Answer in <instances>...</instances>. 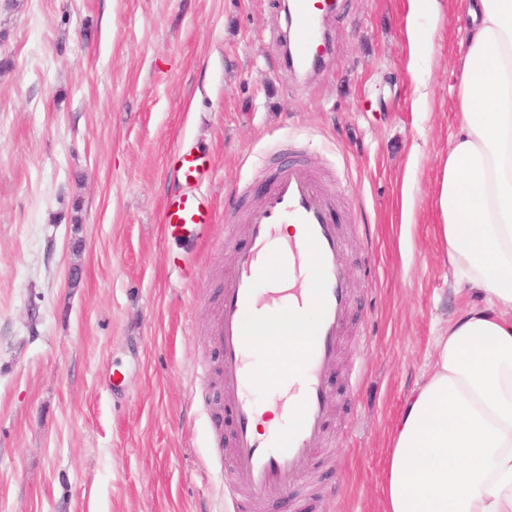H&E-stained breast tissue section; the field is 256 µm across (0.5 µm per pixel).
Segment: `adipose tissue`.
Wrapping results in <instances>:
<instances>
[{"instance_id": "1", "label": "adipose tissue", "mask_w": 512, "mask_h": 512, "mask_svg": "<svg viewBox=\"0 0 512 512\" xmlns=\"http://www.w3.org/2000/svg\"><path fill=\"white\" fill-rule=\"evenodd\" d=\"M459 134L436 190L442 254L480 291L435 339L391 431L383 512H512V0H470ZM313 305L246 316L252 350L311 342Z\"/></svg>"}]
</instances>
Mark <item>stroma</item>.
Here are the masks:
<instances>
[{
	"label": "stroma",
	"mask_w": 512,
	"mask_h": 512,
	"mask_svg": "<svg viewBox=\"0 0 512 512\" xmlns=\"http://www.w3.org/2000/svg\"><path fill=\"white\" fill-rule=\"evenodd\" d=\"M464 3L339 0L329 60L296 82L282 0H0V512H234L210 327L256 188L297 156L336 202L354 294L302 484L309 512H381L390 427L472 297L434 205ZM181 149L212 162L199 241L162 229Z\"/></svg>",
	"instance_id": "1"
}]
</instances>
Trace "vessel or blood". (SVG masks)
Wrapping results in <instances>:
<instances>
[{"label": "vessel or blood", "instance_id": "b4317fda", "mask_svg": "<svg viewBox=\"0 0 512 512\" xmlns=\"http://www.w3.org/2000/svg\"><path fill=\"white\" fill-rule=\"evenodd\" d=\"M289 48L292 73L308 69L323 58L322 24L326 0H291ZM183 193L164 205L162 222L174 237L198 238L208 231L213 214L205 207L198 188L209 172V161L199 152H180L174 158ZM328 192L301 166L281 165L261 202L246 215L248 242L234 254V272L222 288L223 305L212 326V340L222 355L220 381L225 400L234 413L229 467L238 480L233 489L243 512L275 491L295 488L318 454L326 435L332 404L329 375L336 364L343 331L352 305L350 277L344 263L345 240L334 216ZM296 224L300 241L279 240L277 228ZM313 258L314 301L318 318L315 339L299 354L301 374L298 418L286 441L270 442L257 432V408L246 396L252 379L247 354L251 348L243 321L256 304L255 285L271 266L284 265L288 277L301 279V250Z\"/></svg>", "mask_w": 512, "mask_h": 512}]
</instances>
